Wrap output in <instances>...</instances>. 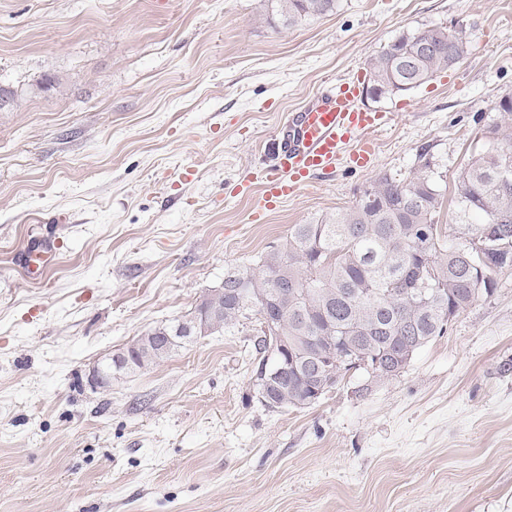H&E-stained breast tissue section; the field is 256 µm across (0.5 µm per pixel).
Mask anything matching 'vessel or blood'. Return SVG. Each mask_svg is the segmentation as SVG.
<instances>
[{"instance_id": "b4317fda", "label": "vessel or blood", "mask_w": 512, "mask_h": 512, "mask_svg": "<svg viewBox=\"0 0 512 512\" xmlns=\"http://www.w3.org/2000/svg\"><path fill=\"white\" fill-rule=\"evenodd\" d=\"M360 95L359 82L347 80L328 92L322 103L301 112L292 143L278 152L277 165L261 174L259 203L263 209H274L314 176L333 171L345 146H352L351 159L357 165L369 162L372 148L363 135L380 128L383 115L359 108ZM53 256L49 244L29 242L21 252V267L35 273Z\"/></svg>"}]
</instances>
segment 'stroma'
Returning <instances> with one entry per match:
<instances>
[{
	"mask_svg": "<svg viewBox=\"0 0 512 512\" xmlns=\"http://www.w3.org/2000/svg\"><path fill=\"white\" fill-rule=\"evenodd\" d=\"M426 25L466 56L360 98L388 124L371 165L256 206L288 116ZM0 512H512V271L397 376L358 372L308 408L265 405L259 324L90 381L138 336L191 317L224 270L292 225L353 207L428 148L446 244L482 214L460 172L512 95V0H339L284 24L270 0H0ZM56 246L37 278L19 252Z\"/></svg>",
	"mask_w": 512,
	"mask_h": 512,
	"instance_id": "1",
	"label": "stroma"
}]
</instances>
